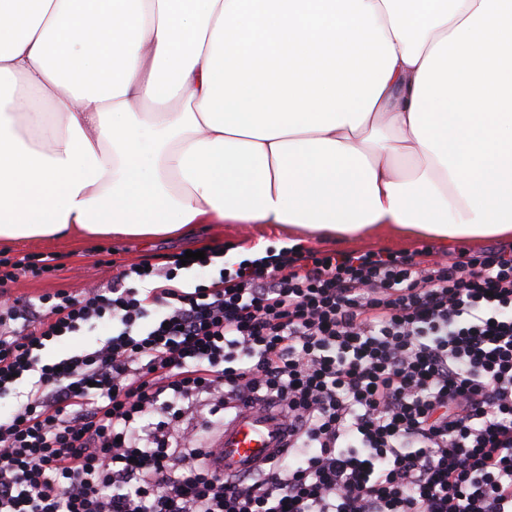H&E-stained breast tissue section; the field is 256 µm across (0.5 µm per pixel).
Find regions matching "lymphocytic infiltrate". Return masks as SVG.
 <instances>
[{
  "instance_id": "f902f5d3",
  "label": "lymphocytic infiltrate",
  "mask_w": 512,
  "mask_h": 512,
  "mask_svg": "<svg viewBox=\"0 0 512 512\" xmlns=\"http://www.w3.org/2000/svg\"><path fill=\"white\" fill-rule=\"evenodd\" d=\"M181 268L0 304V398L32 381L0 415V512H512V246ZM93 322L98 347L42 362ZM251 398L293 445L230 480L189 422Z\"/></svg>"
}]
</instances>
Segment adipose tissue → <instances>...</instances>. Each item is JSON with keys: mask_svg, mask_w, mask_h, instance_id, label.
I'll use <instances>...</instances> for the list:
<instances>
[{"mask_svg": "<svg viewBox=\"0 0 512 512\" xmlns=\"http://www.w3.org/2000/svg\"><path fill=\"white\" fill-rule=\"evenodd\" d=\"M224 223L512 239V0H0V244ZM288 65L296 70L298 75L305 80H317L325 71L336 65V73L348 80H358L363 78L364 72L347 65L332 60L323 59L314 56H296L287 59Z\"/></svg>", "mask_w": 512, "mask_h": 512, "instance_id": "1", "label": "adipose tissue"}]
</instances>
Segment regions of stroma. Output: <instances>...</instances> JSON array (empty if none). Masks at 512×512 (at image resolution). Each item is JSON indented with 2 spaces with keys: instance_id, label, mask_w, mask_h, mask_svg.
Wrapping results in <instances>:
<instances>
[{
  "instance_id": "obj_1",
  "label": "stroma",
  "mask_w": 512,
  "mask_h": 512,
  "mask_svg": "<svg viewBox=\"0 0 512 512\" xmlns=\"http://www.w3.org/2000/svg\"><path fill=\"white\" fill-rule=\"evenodd\" d=\"M267 241L269 250L280 251L282 247L305 243V236L285 229L262 224H201L194 232L173 239L137 241L122 238H105L82 241L64 237L53 241H21L0 246V259L20 255L37 256L54 253L60 268L51 273L29 274L12 284L9 297L37 300L38 297L64 290L78 293L91 284L111 282L120 267L132 263L160 266L165 255L185 249H201L218 244L225 245L222 257L213 259L204 267H193L180 271L179 278L186 287L207 284L218 278L224 265L240 262L244 250ZM110 333L108 325L86 326L72 336L48 342L42 352L43 361H55L78 349H91Z\"/></svg>"
}]
</instances>
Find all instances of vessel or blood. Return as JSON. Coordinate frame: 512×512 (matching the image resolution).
Here are the masks:
<instances>
[{
	"label": "vessel or blood",
	"instance_id": "1",
	"mask_svg": "<svg viewBox=\"0 0 512 512\" xmlns=\"http://www.w3.org/2000/svg\"><path fill=\"white\" fill-rule=\"evenodd\" d=\"M287 452L288 429L280 414L242 404L225 422L209 463L225 476L239 477L263 469Z\"/></svg>",
	"mask_w": 512,
	"mask_h": 512
}]
</instances>
